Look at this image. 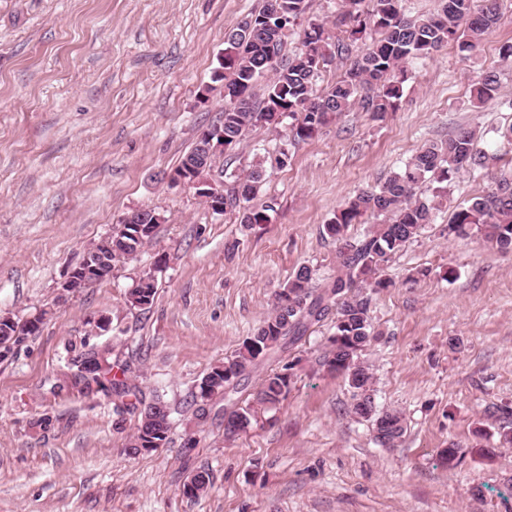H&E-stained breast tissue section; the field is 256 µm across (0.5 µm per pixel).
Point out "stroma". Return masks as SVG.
Masks as SVG:
<instances>
[{"instance_id":"35a3bbf8","label":"stroma","mask_w":512,"mask_h":512,"mask_svg":"<svg viewBox=\"0 0 512 512\" xmlns=\"http://www.w3.org/2000/svg\"><path fill=\"white\" fill-rule=\"evenodd\" d=\"M262 0H0V315L44 313L38 332L0 356V512H512V444L497 410L512 406V251L447 235L455 207L490 191V171L463 169L433 224L408 243L374 294L376 336L363 354L378 410L403 414L395 448L349 411L343 376L319 367L329 324L263 360L255 390L292 365L287 396L237 440L222 400L206 424L189 403L211 366L272 311L301 265L336 266L323 226L345 201L383 183L424 144L480 130L512 168V0L473 51L451 44L414 60L396 111L357 109L270 167L260 196L270 221L243 228L166 176L224 110L213 75L224 34ZM497 71L492 99L473 90ZM287 126L253 128L205 174L231 183L275 156ZM136 209L162 214L151 243L110 278L60 297L86 248ZM153 274L145 309L128 291ZM111 349L113 375L171 411L169 440L136 457L137 415L70 387L76 347ZM467 448L454 467L443 449ZM208 470L207 493L184 483Z\"/></svg>"}]
</instances>
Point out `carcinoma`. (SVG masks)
<instances>
[{
    "label": "carcinoma",
    "instance_id": "carcinoma-1",
    "mask_svg": "<svg viewBox=\"0 0 512 512\" xmlns=\"http://www.w3.org/2000/svg\"><path fill=\"white\" fill-rule=\"evenodd\" d=\"M439 0L436 13L419 19L405 17L403 0H340L336 27L343 36L332 38L324 24L310 21L301 30V47L284 54V39L304 17L307 0H264L263 7L248 15L239 26L226 33L224 40L223 119L212 124L224 133V151H231L252 128L277 126L288 118V139L274 158L276 165H287L288 146L307 141L344 112L357 107L380 119L396 109L409 79L408 64L427 57L450 43L473 50L479 46L499 18L500 0ZM340 57L349 61L342 76L329 88L317 89L324 66ZM272 74L264 98L255 101L258 79ZM497 76L485 74L474 88L482 103L497 91ZM478 133L461 127L440 143L425 144L386 181L358 192L324 225L325 233L336 241V271L314 283L315 270L299 267L278 293L274 312L247 337L242 346L224 362L212 366L201 378L195 395V418L206 423L208 404L224 398V439L234 441L248 433L257 421L258 411L269 409L283 399L294 378L288 371L267 374L251 398H241V381L255 368V351H274L293 345L311 327L331 320L329 347L321 365L344 375L351 393L350 412L372 422L377 444L393 448L405 434L402 414L378 411L373 393V375L362 359L374 338L370 316L372 294L389 282L380 271L420 236L425 225L434 221L440 201L448 197V187L461 169H488L496 156L477 147ZM266 178L265 161L258 160L235 176L232 187L224 190V212L238 215L245 227L265 224L275 210L272 200L254 202ZM366 217L379 221L363 233L351 236L349 228L364 223ZM476 232L482 242L499 250L512 249V170L495 177L494 187L454 210L448 235ZM127 224L112 230V261L135 255L143 242L132 236ZM156 295L151 274L140 278L127 294V303L138 308L151 305ZM38 331V326L0 317V350L8 352L21 338ZM108 385L92 387L83 375L74 386L90 394H112L125 410L138 413V425L127 451L143 453V441H168L170 411L158 401H146L141 391L121 379H107ZM196 484L191 498H198L211 485L210 473H194Z\"/></svg>",
    "mask_w": 512,
    "mask_h": 512
}]
</instances>
